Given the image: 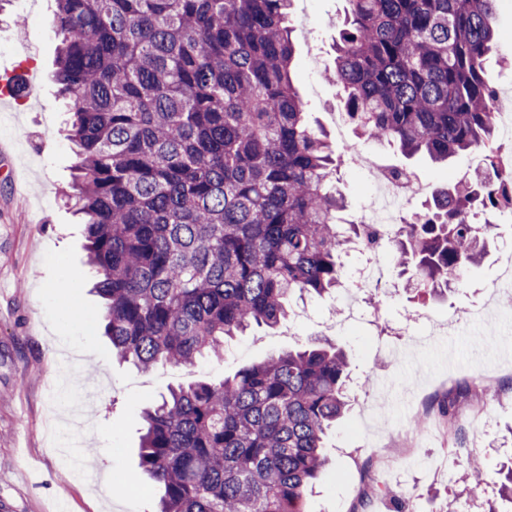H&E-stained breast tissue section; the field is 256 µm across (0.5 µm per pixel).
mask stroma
Wrapping results in <instances>:
<instances>
[{"mask_svg": "<svg viewBox=\"0 0 512 512\" xmlns=\"http://www.w3.org/2000/svg\"><path fill=\"white\" fill-rule=\"evenodd\" d=\"M345 7V0H294L293 14L307 13L309 25L292 34V79L309 123L329 138L355 216L373 191L351 149L440 185L476 159L462 153L436 166L353 134L337 139L331 116L343 105L326 72ZM56 9V0H9L0 9V70L22 65L40 78L27 101L0 105V512H155L156 491L138 468L143 408L168 388L222 380L318 337L348 354L349 410L328 433L330 463L306 495L307 512H349L370 471L396 491L371 501L370 512H512L500 495L512 465V295L490 298L484 290L500 273L502 246L512 245V215H501L488 257L445 296L418 298L394 277L388 288L362 294L366 315L354 321L337 311L335 293L297 298L288 319L234 337L223 357L190 370H138L113 356L97 326L85 227L67 202L77 158L68 104L49 78L60 43L50 22ZM495 25L488 69L502 92L512 88V0H500ZM472 376L494 390L484 405L487 423L475 422L474 405L458 400L455 435L430 424L411 431L415 454L389 463L400 431ZM62 443L102 458L100 481L72 479L57 451ZM472 452L482 471L474 489L461 479Z\"/></svg>", "mask_w": 512, "mask_h": 512, "instance_id": "obj_1", "label": "stroma"}]
</instances>
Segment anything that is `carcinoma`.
Masks as SVG:
<instances>
[{"instance_id": "obj_1", "label": "carcinoma", "mask_w": 512, "mask_h": 512, "mask_svg": "<svg viewBox=\"0 0 512 512\" xmlns=\"http://www.w3.org/2000/svg\"><path fill=\"white\" fill-rule=\"evenodd\" d=\"M293 0H57L51 79L73 104L77 174L112 350L140 370L220 356L291 299L345 284L342 224L324 132L290 68ZM332 74L358 137L436 163L480 156L401 225L404 287L445 293L480 265L512 210L497 179L496 96L486 67L497 0H346ZM347 355L331 344L273 355L220 382L171 388L143 412L139 467L158 512H305L327 431L349 406ZM463 386L437 404L455 415Z\"/></svg>"}]
</instances>
